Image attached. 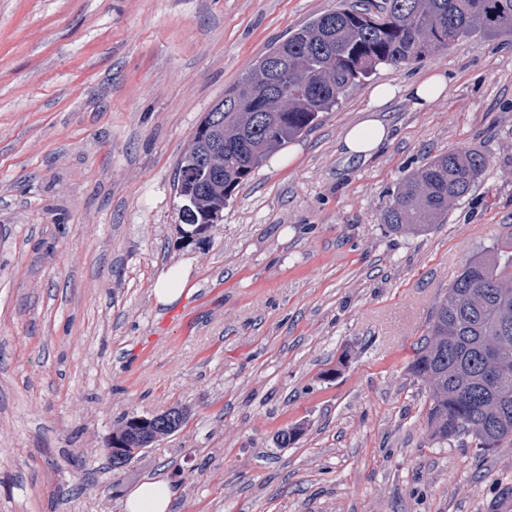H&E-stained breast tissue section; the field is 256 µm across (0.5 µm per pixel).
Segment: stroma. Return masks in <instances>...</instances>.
<instances>
[{
  "mask_svg": "<svg viewBox=\"0 0 512 512\" xmlns=\"http://www.w3.org/2000/svg\"><path fill=\"white\" fill-rule=\"evenodd\" d=\"M349 0H0V512H123L148 478L171 512H512V447L438 444L413 349L466 260L512 227V35L379 66L264 162L191 239L176 166L272 43ZM392 140L344 153L369 92ZM489 163L422 235L381 217L433 156ZM192 259V290L156 277ZM185 427L113 470L129 416ZM296 431L281 446L284 431ZM447 84L448 77L442 71L431 73L421 81L408 84L381 82L372 87L369 95L370 104L379 107L397 95H402L415 109L424 110L442 98ZM193 265L190 260L184 259L164 270L153 285V296L156 304L169 307L179 302L189 287Z\"/></svg>",
  "mask_w": 512,
  "mask_h": 512,
  "instance_id": "1",
  "label": "stroma"
}]
</instances>
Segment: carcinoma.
<instances>
[{
  "label": "carcinoma",
  "mask_w": 512,
  "mask_h": 512,
  "mask_svg": "<svg viewBox=\"0 0 512 512\" xmlns=\"http://www.w3.org/2000/svg\"><path fill=\"white\" fill-rule=\"evenodd\" d=\"M476 33L512 35V0H381L319 14L273 43L237 83L224 90V154L198 166L195 130L177 167V185L196 199L182 223L207 224L211 210L272 152L308 132L339 96L380 65L400 67ZM288 93V111L277 94ZM487 157L473 149L435 155L392 194L382 221L396 233L419 234L444 223L475 187ZM411 372L429 384L428 423L439 443L469 438L485 453L512 446V233L470 258L417 343ZM188 410L174 408L112 432V469L125 449L148 448L176 433Z\"/></svg>",
  "instance_id": "1"
}]
</instances>
